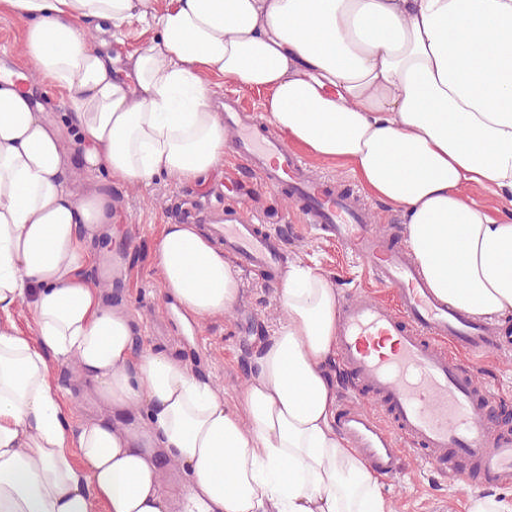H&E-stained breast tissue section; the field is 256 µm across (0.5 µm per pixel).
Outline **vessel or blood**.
<instances>
[{
	"mask_svg": "<svg viewBox=\"0 0 512 512\" xmlns=\"http://www.w3.org/2000/svg\"><path fill=\"white\" fill-rule=\"evenodd\" d=\"M230 150L270 189L287 190L304 223L346 245L353 262L390 288L395 306L371 297L347 299L340 313L337 356L352 386L364 389L375 411L360 399L342 403L337 426L377 473L396 476L399 443L423 449L437 467L463 458L456 475L468 485L512 482V428L481 405L488 388L461 354L497 353L502 340L464 309L439 300L420 277L410 253L373 230L365 207L312 178L308 164L283 139L268 133L255 113L236 103L224 109ZM212 235L240 268L276 282L283 271L275 234L262 218L241 210L206 215Z\"/></svg>",
	"mask_w": 512,
	"mask_h": 512,
	"instance_id": "b4317fda",
	"label": "vessel or blood"
}]
</instances>
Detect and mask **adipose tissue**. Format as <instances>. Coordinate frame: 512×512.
<instances>
[{"instance_id": "ef3b65f1", "label": "adipose tissue", "mask_w": 512, "mask_h": 512, "mask_svg": "<svg viewBox=\"0 0 512 512\" xmlns=\"http://www.w3.org/2000/svg\"><path fill=\"white\" fill-rule=\"evenodd\" d=\"M28 25L33 77L67 91L84 186L64 128L0 78V512H394L339 433L341 297L318 267L289 265L284 320L254 353L242 407L167 350L135 348L130 311L104 300L92 247L116 222L94 179L200 180L231 135L209 75L266 91L273 126L344 164L404 215L433 293L477 317L512 313V224L464 198L512 194V0H0ZM158 41L117 64L80 20ZM153 262L182 324L231 311L240 281L200 225L167 224ZM71 366L96 417L65 412L49 359ZM117 421H110V414ZM79 451L83 467L74 466ZM186 477L174 499L161 461Z\"/></svg>"}]
</instances>
